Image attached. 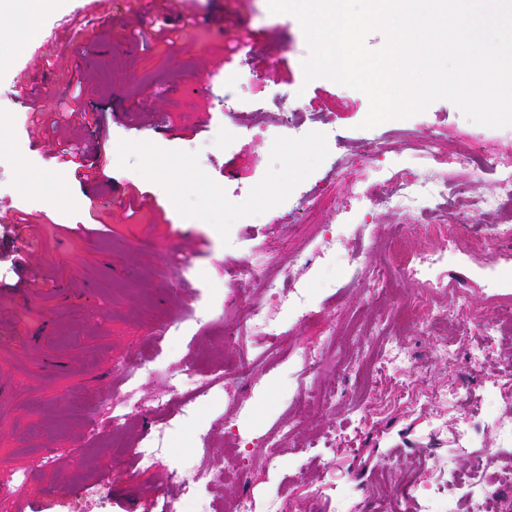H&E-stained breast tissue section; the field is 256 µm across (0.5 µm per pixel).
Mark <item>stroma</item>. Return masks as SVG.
Masks as SVG:
<instances>
[{
	"label": "stroma",
	"instance_id": "stroma-1",
	"mask_svg": "<svg viewBox=\"0 0 512 512\" xmlns=\"http://www.w3.org/2000/svg\"><path fill=\"white\" fill-rule=\"evenodd\" d=\"M21 51L2 10L0 75L65 115L37 127L31 109L0 97V484L10 489L0 512H160L166 499L175 512H197L174 475L198 469L225 474L201 492L212 512L245 490L265 512L281 488L305 512H366L385 487L410 494V512L432 472L430 453L455 447V422L512 416L511 399L485 393L495 374L512 371V330L473 367L478 337L461 341L454 323L418 321L400 338L408 363L378 373L367 365L401 317L398 299L448 283L451 272L466 269L460 292L470 308H512V287L489 288L479 274L512 260V239L491 254L477 249L493 233L479 222L432 243L417 219L357 194L390 170L427 177L452 168L476 134L512 167V127L475 124L440 99L401 126L362 128L367 96L327 79L305 82L301 25L270 13L267 0H176L169 13L153 0H111L105 22L63 31L32 65H20ZM219 77L218 103L208 86ZM225 104L242 122L223 114ZM291 105L330 115L327 138L273 140ZM428 135L442 143L437 156L416 146ZM366 139L385 150L358 153ZM347 154L352 165L329 182ZM320 187L333 204L315 211L314 229L343 243L300 271L309 304L281 312L282 354L257 363L259 339L224 344L234 315L222 302L224 257L249 263L264 245L282 254L306 233L289 213ZM399 227L413 273L380 292L369 270L387 258ZM179 254L194 263L182 290ZM147 303L174 324L198 307L204 320L159 338L141 319ZM340 322L351 334L329 341L326 330ZM446 342L457 346L455 362L437 355ZM300 348L318 360L316 373L301 371ZM185 363L203 379L227 366L243 371L184 420L153 404ZM331 384L335 401L312 405L298 423L306 446L288 447L279 468L265 470L259 441L286 427L299 393ZM451 386L462 389L459 403L430 400ZM126 394L138 408L117 437L104 406ZM79 396L88 399L81 411L72 405ZM415 399L425 402L421 412L411 409ZM238 400L251 410L225 426ZM149 425L169 434L155 465L140 470L130 451Z\"/></svg>",
	"mask_w": 512,
	"mask_h": 512
}]
</instances>
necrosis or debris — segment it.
Listing matches in <instances>:
<instances>
[{"label": "necrosis or debris", "instance_id": "obj_1", "mask_svg": "<svg viewBox=\"0 0 512 512\" xmlns=\"http://www.w3.org/2000/svg\"><path fill=\"white\" fill-rule=\"evenodd\" d=\"M488 173L496 177L494 193L472 198L476 177ZM373 191L381 205L417 215L440 236L446 234L449 226L464 229L488 214L495 218L496 232L494 238L486 239V246H493L495 238L512 235V169L500 166L497 158L485 153L476 142L467 152L457 156L453 170L422 178L400 169L392 172L384 183L375 184ZM305 259L304 252H296L291 258V266L283 267L275 274L268 266L248 264L226 283L236 304V317L228 333L265 337L262 359L279 356L281 323L264 312L262 305L252 297L250 286L261 283L269 296H277L285 281L292 278V265ZM398 308L413 320L421 315L436 320H455L461 335L479 336L488 348L497 342L507 321L505 315L494 310L470 312L465 301L457 297L404 301ZM223 386L224 380L220 377L206 383L197 382L194 369L187 366L170 376L167 392L157 399L156 407L166 409L172 399L178 398L182 401L183 411L187 412ZM436 472L435 486L421 498L419 512H512V501L490 489L482 460H474L468 469L461 470L446 458L437 466Z\"/></svg>", "mask_w": 512, "mask_h": 512}]
</instances>
